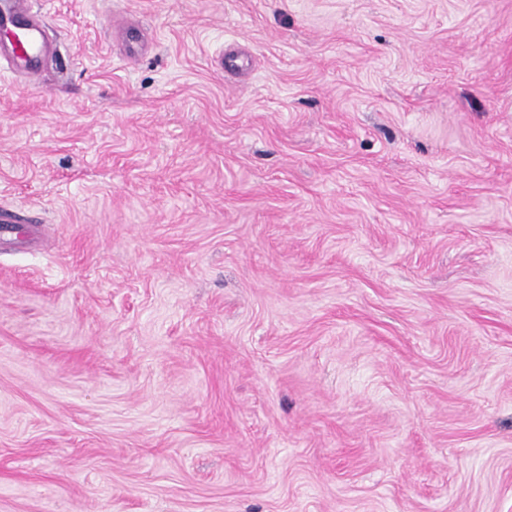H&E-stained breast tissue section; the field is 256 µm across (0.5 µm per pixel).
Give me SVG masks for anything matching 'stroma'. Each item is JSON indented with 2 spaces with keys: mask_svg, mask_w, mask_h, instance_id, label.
Segmentation results:
<instances>
[{
  "mask_svg": "<svg viewBox=\"0 0 512 512\" xmlns=\"http://www.w3.org/2000/svg\"><path fill=\"white\" fill-rule=\"evenodd\" d=\"M33 6L0 512H512V0Z\"/></svg>",
  "mask_w": 512,
  "mask_h": 512,
  "instance_id": "stroma-1",
  "label": "stroma"
}]
</instances>
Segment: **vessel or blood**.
<instances>
[{"label": "vessel or blood", "mask_w": 512, "mask_h": 512, "mask_svg": "<svg viewBox=\"0 0 512 512\" xmlns=\"http://www.w3.org/2000/svg\"><path fill=\"white\" fill-rule=\"evenodd\" d=\"M46 24L32 13L29 0H0V30L9 35V58L26 76L34 78L40 73V62L49 46L44 37ZM26 232L19 212L0 209V238L21 237Z\"/></svg>", "instance_id": "1"}]
</instances>
